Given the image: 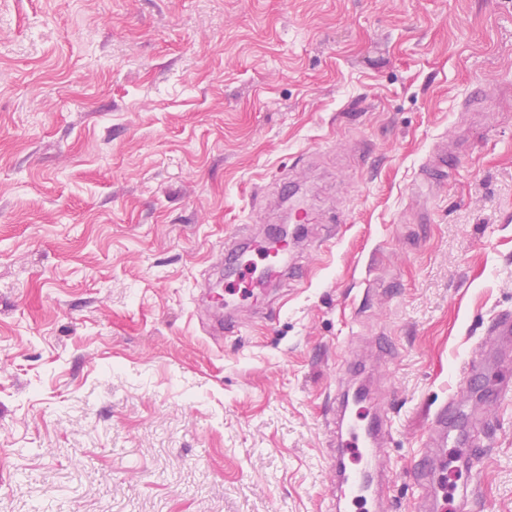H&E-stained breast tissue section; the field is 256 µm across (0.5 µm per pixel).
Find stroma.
<instances>
[{"label": "stroma", "instance_id": "obj_1", "mask_svg": "<svg viewBox=\"0 0 512 512\" xmlns=\"http://www.w3.org/2000/svg\"><path fill=\"white\" fill-rule=\"evenodd\" d=\"M287 180L311 278L213 343L224 242L289 223ZM505 310L512 0H0V512H330L358 358L390 419L368 512H415ZM509 375L468 401L471 512H512ZM446 171H448V149L443 144H438L423 165L421 175L428 182L435 184L438 176ZM462 402L460 400L448 401L440 406L434 413L431 422V430L440 439L441 445L437 448L448 447V421L462 412Z\"/></svg>", "mask_w": 512, "mask_h": 512}]
</instances>
